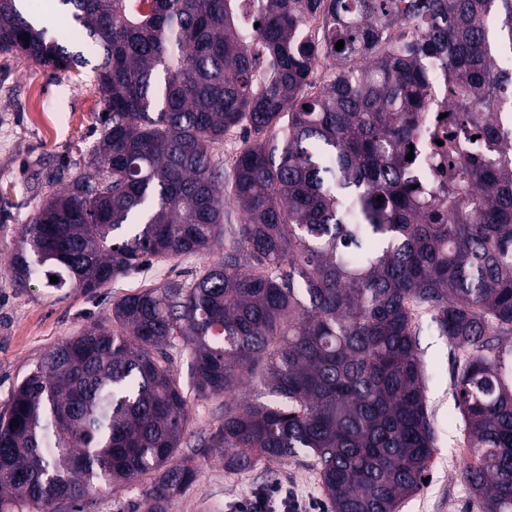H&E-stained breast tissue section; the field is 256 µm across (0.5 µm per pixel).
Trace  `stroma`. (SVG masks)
I'll list each match as a JSON object with an SVG mask.
<instances>
[{"instance_id":"stroma-1","label":"stroma","mask_w":512,"mask_h":512,"mask_svg":"<svg viewBox=\"0 0 512 512\" xmlns=\"http://www.w3.org/2000/svg\"><path fill=\"white\" fill-rule=\"evenodd\" d=\"M106 116L93 65L55 71L0 51V413L47 351L79 335L91 322L109 323L118 298L178 274L191 277L219 258L214 252L156 259L140 274L115 280L93 294L49 288L41 279L15 287L8 271L13 243L37 207L64 188L63 182L50 181V173L61 167L71 179L86 172ZM419 343L435 447L427 483L402 502L399 512H479L461 475L468 451L462 446L453 397V347L427 320L421 324ZM188 400V434H215L224 420L223 399L192 394ZM195 462V481L171 499L168 512H240L248 497L277 486L293 492L299 512H326L318 470L309 455L279 462L261 459L249 468L230 470L222 455L202 450ZM154 480L151 473L135 477L86 501L83 512H131L145 505Z\"/></svg>"}]
</instances>
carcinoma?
<instances>
[{
  "label": "carcinoma",
  "instance_id": "obj_1",
  "mask_svg": "<svg viewBox=\"0 0 512 512\" xmlns=\"http://www.w3.org/2000/svg\"><path fill=\"white\" fill-rule=\"evenodd\" d=\"M59 2L94 47L109 118L88 171L23 225L15 284L46 273L94 293L147 257H224L122 296L111 325L44 355L0 414V512H82L147 472L146 512H167L196 478L193 456L171 464L188 420L176 338L192 391L224 397L208 448L227 466L304 452L329 512H397L435 441L424 315L457 352L462 476L481 512H512V0ZM405 24L418 36L394 33ZM0 51L87 64L18 0H0ZM431 62L461 108L448 129L418 124ZM234 129L226 189L212 149ZM416 139L448 162L434 185L406 160ZM485 141L495 156L458 161ZM230 203L245 221L226 236ZM245 383L260 397L236 399Z\"/></svg>",
  "mask_w": 512,
  "mask_h": 512
}]
</instances>
